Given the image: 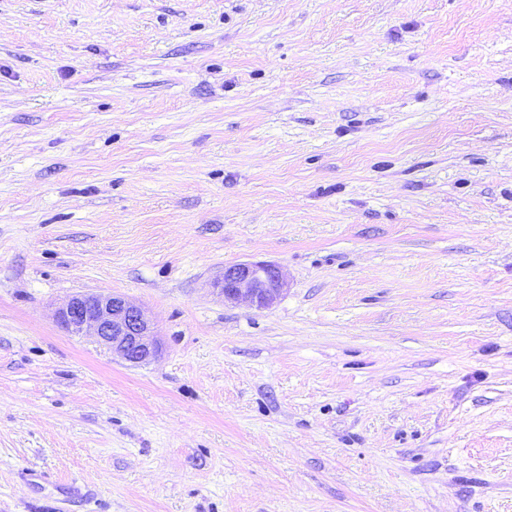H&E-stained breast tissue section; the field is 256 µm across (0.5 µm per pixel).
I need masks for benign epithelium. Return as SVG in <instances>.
Listing matches in <instances>:
<instances>
[{"instance_id":"benign-epithelium-1","label":"benign epithelium","mask_w":512,"mask_h":512,"mask_svg":"<svg viewBox=\"0 0 512 512\" xmlns=\"http://www.w3.org/2000/svg\"><path fill=\"white\" fill-rule=\"evenodd\" d=\"M285 290L281 268L266 262L228 265L220 281L225 302H247L257 309L272 307ZM56 320L68 334L91 336L131 364L148 361L159 352L152 318L122 295L75 294L57 310Z\"/></svg>"}]
</instances>
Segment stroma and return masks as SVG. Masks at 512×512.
<instances>
[{"instance_id": "obj_1", "label": "stroma", "mask_w": 512, "mask_h": 512, "mask_svg": "<svg viewBox=\"0 0 512 512\" xmlns=\"http://www.w3.org/2000/svg\"><path fill=\"white\" fill-rule=\"evenodd\" d=\"M0 512H512V0H0ZM278 265L266 262H241L225 266L219 290L224 301L248 302L256 309H269L287 290ZM56 320L68 334L94 337L112 355L131 364L148 361L159 352L152 318L122 295L75 294L57 310Z\"/></svg>"}]
</instances>
